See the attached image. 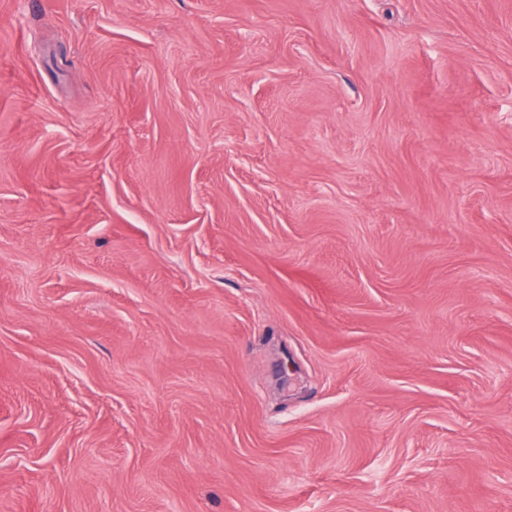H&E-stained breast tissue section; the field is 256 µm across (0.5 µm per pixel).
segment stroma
<instances>
[{"instance_id":"35a3bbf8","label":"stroma","mask_w":512,"mask_h":512,"mask_svg":"<svg viewBox=\"0 0 512 512\" xmlns=\"http://www.w3.org/2000/svg\"><path fill=\"white\" fill-rule=\"evenodd\" d=\"M0 512H512V0H0Z\"/></svg>"}]
</instances>
